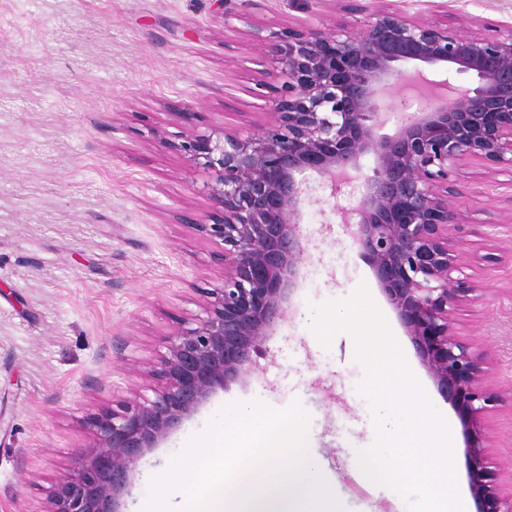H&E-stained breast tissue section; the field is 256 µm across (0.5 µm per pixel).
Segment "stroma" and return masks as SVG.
Here are the masks:
<instances>
[{
	"label": "stroma",
	"mask_w": 512,
	"mask_h": 512,
	"mask_svg": "<svg viewBox=\"0 0 512 512\" xmlns=\"http://www.w3.org/2000/svg\"><path fill=\"white\" fill-rule=\"evenodd\" d=\"M402 9L460 33L512 26V0H402ZM271 30L330 31L369 18L373 0H229ZM282 81L245 27L213 0H0V512H43L86 420L121 401L151 399L163 339L204 317L224 283L223 221L188 138L269 125ZM456 187L460 231L453 280L478 285L460 303L461 338L491 349L489 382L503 398L479 419L497 494L512 495V175L467 161ZM357 191L315 181L301 208L305 259L264 351L130 474L125 512L148 501L153 475L226 406L262 395L299 404L311 451L344 512H409L388 487L366 488L353 461L371 435L366 368L354 336L322 343L305 315L366 289L427 399L448 418L456 481L477 512L464 429L415 354L339 212Z\"/></svg>",
	"instance_id": "1"
}]
</instances>
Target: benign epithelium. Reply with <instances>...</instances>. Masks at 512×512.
<instances>
[{
  "instance_id": "obj_1",
  "label": "benign epithelium",
  "mask_w": 512,
  "mask_h": 512,
  "mask_svg": "<svg viewBox=\"0 0 512 512\" xmlns=\"http://www.w3.org/2000/svg\"><path fill=\"white\" fill-rule=\"evenodd\" d=\"M254 46L284 78L276 119L243 135H196L184 146L207 176L224 221L209 233L224 243V285L206 316L166 341L155 397L90 417L91 442L56 483L43 512H122L130 472L224 383L240 377L262 347L295 287L305 249L299 216L309 175L333 194L360 182L356 205L342 213L368 256L379 289L438 390L463 421L468 477L479 512H512L492 491L484 431L473 420L500 394L485 381L487 354L457 339L455 310L477 288L450 277V242L459 229L456 171L479 160L512 171V28L461 35L381 6L357 29L324 34H263L248 16ZM413 69H407V65ZM466 75L473 83L419 101L402 92L423 69ZM396 134L379 138L382 111ZM375 158L365 175L360 157Z\"/></svg>"
}]
</instances>
